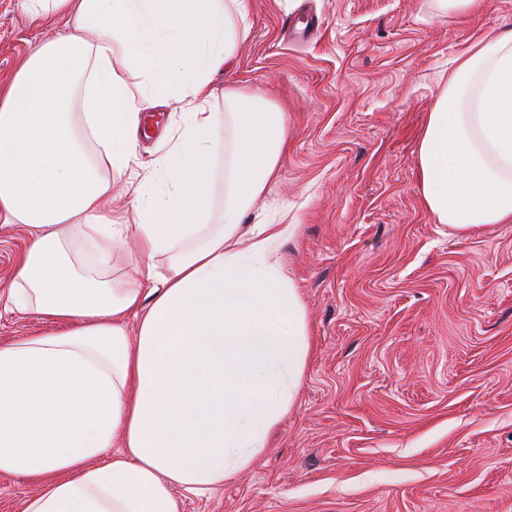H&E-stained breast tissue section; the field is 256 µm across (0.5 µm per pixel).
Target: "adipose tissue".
<instances>
[{"label": "adipose tissue", "instance_id": "adipose-tissue-1", "mask_svg": "<svg viewBox=\"0 0 512 512\" xmlns=\"http://www.w3.org/2000/svg\"><path fill=\"white\" fill-rule=\"evenodd\" d=\"M15 6L52 33L0 86V223L29 234L4 306L49 329L0 346V474L40 481L23 512H179L173 486L212 489L264 452L305 367V311L279 259L298 227L244 221L278 170L284 116L212 86L248 35L246 0ZM173 92L181 123L124 223L112 187L138 164L141 112ZM418 161L438 223H512V29L455 58ZM128 244L137 259L107 280ZM215 192L213 211L220 215L224 210V134H220L215 154Z\"/></svg>", "mask_w": 512, "mask_h": 512}]
</instances>
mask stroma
I'll list each match as a JSON object with an SVG mask.
<instances>
[{
    "instance_id": "stroma-1",
    "label": "stroma",
    "mask_w": 512,
    "mask_h": 512,
    "mask_svg": "<svg viewBox=\"0 0 512 512\" xmlns=\"http://www.w3.org/2000/svg\"><path fill=\"white\" fill-rule=\"evenodd\" d=\"M236 84L283 112L278 175L254 206L298 231L280 259L309 354L265 452L224 485L174 488L179 512H512V224L461 232L421 192L418 150L457 53L512 28L435 0H246ZM0 0V85L48 35ZM176 98L143 114L142 168ZM28 242L0 229V291Z\"/></svg>"
}]
</instances>
